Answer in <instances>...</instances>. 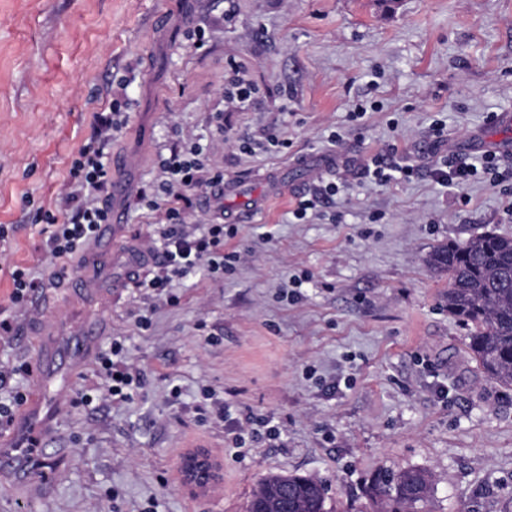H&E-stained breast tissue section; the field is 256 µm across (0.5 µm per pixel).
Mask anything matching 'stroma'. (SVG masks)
<instances>
[{"mask_svg":"<svg viewBox=\"0 0 512 512\" xmlns=\"http://www.w3.org/2000/svg\"><path fill=\"white\" fill-rule=\"evenodd\" d=\"M230 58L257 88L243 112L224 109ZM119 82L123 243L149 249L155 227L138 192L157 179L160 156L195 142L229 189L196 192L187 221L234 227L226 247L237 261L231 273L176 282L179 304L156 305L146 330L129 316L136 285L95 300L108 319L100 345L125 337L143 385L121 406L61 405L50 484L25 492L0 478V512H143L151 502L247 512L270 472L321 482L328 512H381L373 477L406 468L431 473L430 512H512V392L476 370L469 330L443 303L448 277L426 263L451 242L512 236L500 188L480 176L450 188L432 175L446 152L512 167V124L493 120L512 113V0H0V307L13 266L50 274L34 214L58 213L92 114ZM359 104L367 112L352 119ZM267 131L278 145L240 152L241 135ZM391 144L412 177H348ZM334 179L342 185L318 217H293L300 194ZM279 180L301 181L300 192ZM257 195L264 207L247 212ZM294 277L304 280L296 295ZM76 319L65 288L46 290L0 362H32L42 327ZM206 389L223 399L224 421L197 413ZM249 415L280 440L250 434L229 447L225 426ZM197 444L222 464L217 493L181 484L179 458Z\"/></svg>","mask_w":512,"mask_h":512,"instance_id":"obj_1","label":"stroma"}]
</instances>
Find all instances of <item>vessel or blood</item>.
Masks as SVG:
<instances>
[{"instance_id": "1", "label": "vessel or blood", "mask_w": 512, "mask_h": 512, "mask_svg": "<svg viewBox=\"0 0 512 512\" xmlns=\"http://www.w3.org/2000/svg\"><path fill=\"white\" fill-rule=\"evenodd\" d=\"M110 225H102L99 230L102 246L113 252L126 274L125 280L134 279L145 271L149 258L129 247L117 248ZM100 329V319L83 316L74 326L35 339V375L41 387L20 410L12 427V445L0 448V475L27 479L33 471L43 467L51 435L50 423L59 404L71 399L73 382L93 354Z\"/></svg>"}]
</instances>
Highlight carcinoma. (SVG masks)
<instances>
[{"mask_svg": "<svg viewBox=\"0 0 512 512\" xmlns=\"http://www.w3.org/2000/svg\"><path fill=\"white\" fill-rule=\"evenodd\" d=\"M428 265L448 274L443 302L448 314L471 327L466 344L478 369L498 386L512 390V237L484 234L434 250ZM432 486L427 472L410 468L379 477L372 495L384 512H429ZM289 512H327L324 488L299 475L270 473L260 479L249 512H279L283 496Z\"/></svg>", "mask_w": 512, "mask_h": 512, "instance_id": "cac0c4a2", "label": "carcinoma"}]
</instances>
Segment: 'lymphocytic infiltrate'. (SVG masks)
<instances>
[{"mask_svg": "<svg viewBox=\"0 0 512 512\" xmlns=\"http://www.w3.org/2000/svg\"><path fill=\"white\" fill-rule=\"evenodd\" d=\"M127 121L117 98H108L107 109L93 115L94 136L84 144L68 171L67 192L63 198V214L43 213V232L46 236L53 270L48 277H38L24 268L12 273L14 289L7 307L0 309V345L12 339L14 320L26 310L33 299L46 288L60 286L68 279L71 264L96 239L101 225L111 223L112 209L105 201L112 185L108 164L112 137ZM484 173L492 186L512 180V169H500L494 158L483 166H475L461 158L450 156L434 171L437 180L448 186H463L477 173ZM224 171L213 167L199 145L186 144L175 150L159 164V176L151 192H140L139 198L148 210L160 216L152 248L154 262L140 281L147 298L169 305L177 304L172 291L174 281L187 277L199 268L209 272L233 271L235 252L225 250L224 238L234 235V228L220 224H199L186 231L187 209L191 197L203 188H223ZM27 364L0 365V430L9 429L22 405L25 395L23 381L31 377ZM92 386L81 387L74 402L91 406L94 399L125 403L137 395L143 373L130 359L124 338L112 339L103 350L94 368Z\"/></svg>", "mask_w": 512, "mask_h": 512, "instance_id": "f902f5d3", "label": "lymphocytic infiltrate"}]
</instances>
